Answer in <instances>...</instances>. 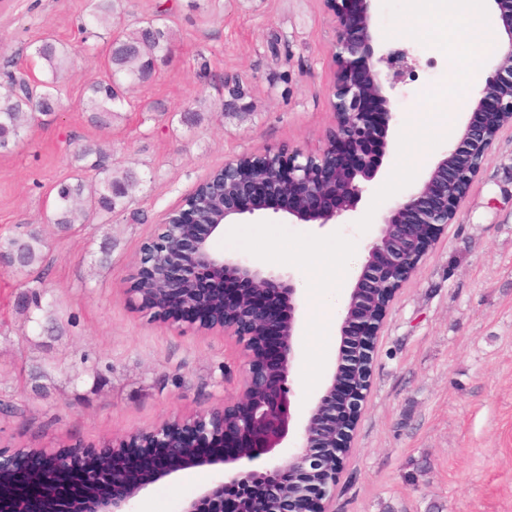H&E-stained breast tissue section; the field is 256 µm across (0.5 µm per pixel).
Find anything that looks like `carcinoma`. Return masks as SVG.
Wrapping results in <instances>:
<instances>
[{"label":"carcinoma","instance_id":"1","mask_svg":"<svg viewBox=\"0 0 512 512\" xmlns=\"http://www.w3.org/2000/svg\"><path fill=\"white\" fill-rule=\"evenodd\" d=\"M120 0H89L88 21L84 26L112 31ZM156 23L123 32L111 40L107 50V70L102 77H93L87 84L85 111L89 120L101 129H109L112 120L120 116L127 101L129 89L140 82L145 70L158 62L168 60L174 38L164 13L155 15ZM31 56L41 69L38 83L30 87L22 78L10 77L0 82V153L11 151L30 127L34 114L55 111L60 101L57 85L60 74L69 63L68 49L51 36L37 41ZM107 151L99 142L81 145L74 153L75 174L60 179L53 185L51 223L58 232L78 231L88 220L89 208L105 215H114L127 209L142 179L138 173L114 164L100 166ZM14 257L12 269L26 276L22 283V312L29 322H37L46 313L42 304L45 278L48 272L49 244L41 231L26 228L0 240V250ZM96 460L88 457L83 465L63 461L60 478L85 492L98 497L109 494L106 486L85 483L83 473L94 468ZM293 491L291 484L279 487V494L269 495L261 502L262 512H279L281 500Z\"/></svg>","mask_w":512,"mask_h":512}]
</instances>
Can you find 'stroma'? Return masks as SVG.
<instances>
[{
	"mask_svg": "<svg viewBox=\"0 0 512 512\" xmlns=\"http://www.w3.org/2000/svg\"><path fill=\"white\" fill-rule=\"evenodd\" d=\"M88 0H0V73L27 71L33 42L53 35L71 48L61 106L39 116L12 153L0 156V238L47 224L53 184L74 170L77 145L105 140L111 160L133 162L143 183L128 212L104 233L93 218L49 240L45 303L62 334L30 331L16 313L20 274L0 271V453L63 443L94 446L148 431L196 410L230 404L243 357L234 337L180 330L150 319L126 288L135 257L166 214L209 174L244 153L319 151L334 116L333 31L325 0H122L121 25L164 11L176 32L172 56L131 94L111 129L95 128L82 102L108 38L78 32ZM381 0L372 4L375 49L405 50L411 67L394 98L388 150L355 212L325 226L293 224L269 210L229 224L216 245L276 274L302 302L292 387L306 404L338 355L339 316L316 320L307 283L334 278L323 294L342 307L377 226L359 231L375 192L398 159L401 131L424 112V91L452 75L447 57L403 35ZM240 85L243 115H221L214 86ZM204 112L198 126L166 118ZM111 239L107 265L100 247ZM49 374L47 397L32 380ZM370 390L336 482L334 512H512V126L493 142L456 219L446 225L392 300L369 364ZM196 468L159 480L136 512H179L210 482Z\"/></svg>",
	"mask_w": 512,
	"mask_h": 512,
	"instance_id": "1",
	"label": "stroma"
}]
</instances>
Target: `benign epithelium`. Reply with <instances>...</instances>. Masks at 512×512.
Masks as SVG:
<instances>
[{
  "label": "benign epithelium",
  "mask_w": 512,
  "mask_h": 512,
  "mask_svg": "<svg viewBox=\"0 0 512 512\" xmlns=\"http://www.w3.org/2000/svg\"><path fill=\"white\" fill-rule=\"evenodd\" d=\"M334 33L336 76L332 87L334 126L317 153L301 148L243 154L224 163L216 204L202 211L184 202L168 213L137 256L138 273L127 293L152 318L168 317L165 304L175 299L181 315L177 327L220 330L242 346L244 365L232 404L199 410L142 432L94 448L77 446L62 452L31 449L0 456V474L11 482L9 500L0 512H29L44 496L71 500L68 486L55 480L59 458L67 453L95 457L103 469L92 480L112 482V496L97 501V512H134L138 494L171 473L201 466H221L211 486L184 502L181 512H198L199 503L221 502L219 494L233 484L262 483L276 491L281 478H297V490L281 512H331L336 479L362 404L369 391L367 366L389 303L415 272L438 234L458 214L461 203L488 159L498 131L512 124V0H494L511 19L507 46L495 71L486 77L458 142L414 189L398 201L367 245L366 261L351 289L340 327L337 368L328 376L318 401L303 424L297 423L292 388L295 333L300 308L291 279L266 272L224 254L212 236L226 224H239L261 209L281 212L306 224L324 226L353 211L362 200L364 183L377 174L386 154L395 115L391 93L404 81L407 53L390 49L374 56L371 29L373 0H326ZM249 159L264 174L247 177L240 163ZM179 254L169 251L172 239ZM242 280L246 293H222L224 317L217 318V289L200 287L203 276ZM163 280L161 306L146 302L139 287ZM276 294L280 304L266 305ZM223 439L221 453L206 454L198 441ZM336 455V469L319 483L308 477L323 469L324 455Z\"/></svg>",
  "instance_id": "1"
}]
</instances>
